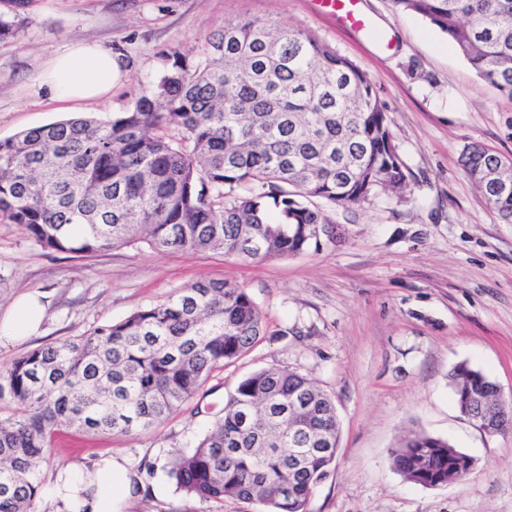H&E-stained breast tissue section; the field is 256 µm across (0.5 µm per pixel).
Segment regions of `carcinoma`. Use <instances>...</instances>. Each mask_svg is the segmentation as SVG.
<instances>
[{
  "instance_id": "cac0c4a2",
  "label": "carcinoma",
  "mask_w": 512,
  "mask_h": 512,
  "mask_svg": "<svg viewBox=\"0 0 512 512\" xmlns=\"http://www.w3.org/2000/svg\"><path fill=\"white\" fill-rule=\"evenodd\" d=\"M445 35L485 82L512 97V0H392ZM463 172L512 223V158L472 144ZM401 160L370 77L300 29L227 24L205 60L179 55L126 111L74 117L0 141V217L42 247L94 256L144 244L157 252L221 250L262 262L320 252L341 239L338 206L403 195ZM265 330L246 289L196 281L165 302L0 370V512H36L38 470L62 429L132 435L168 419L217 369ZM494 381L467 363L450 374L455 402L489 395L493 433L512 431ZM309 428L326 451L288 470V435ZM331 397L304 375L270 366L241 379L224 415L168 463L176 488L201 501H244L258 512H307L335 467ZM409 483L468 475L469 455L409 432L391 450Z\"/></svg>"
}]
</instances>
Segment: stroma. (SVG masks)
I'll return each mask as SVG.
<instances>
[{
  "mask_svg": "<svg viewBox=\"0 0 512 512\" xmlns=\"http://www.w3.org/2000/svg\"><path fill=\"white\" fill-rule=\"evenodd\" d=\"M374 30L339 27L312 0H34L18 32L0 40V140L70 118L35 86L38 61L72 41L117 53L122 77L104 103L77 113L102 121L130 108L177 53L198 62L218 27L245 19L301 29L373 81L413 180L410 195L378 194L336 208V247L262 262L219 251L157 253L135 245L94 257L42 248L0 221V315L26 292L49 306L40 336L0 344V369L48 344L73 340L200 280L246 288L265 319L262 340L214 371L199 393L137 435L69 429L39 469L124 457L146 490L131 512H256L242 501L203 502L165 470L221 416L248 373L275 365L305 375L334 400L341 425L335 468L308 512H512V433L490 435L458 410L448 374L466 362L512 405V224L486 204L459 165L479 143L512 158V97L484 82L447 38L391 0H362ZM450 441L476 465L437 488L405 482L390 451L409 430Z\"/></svg>",
  "mask_w": 512,
  "mask_h": 512,
  "instance_id": "1",
  "label": "stroma"
}]
</instances>
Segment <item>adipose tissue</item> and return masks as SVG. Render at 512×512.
Segmentation results:
<instances>
[{"label": "adipose tissue", "instance_id": "obj_1", "mask_svg": "<svg viewBox=\"0 0 512 512\" xmlns=\"http://www.w3.org/2000/svg\"><path fill=\"white\" fill-rule=\"evenodd\" d=\"M121 73L112 53L95 42L78 41L43 62L36 80L50 100L73 109L105 99ZM40 294L14 301L0 319V342H16L36 334L45 316ZM144 484L124 460L108 456L86 467L73 462L59 469L42 494L55 512H126Z\"/></svg>", "mask_w": 512, "mask_h": 512}]
</instances>
